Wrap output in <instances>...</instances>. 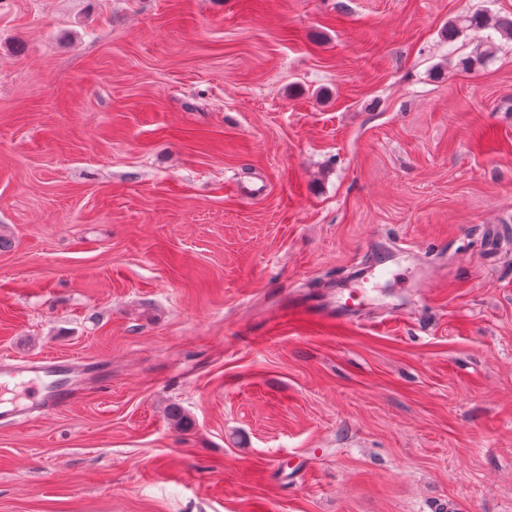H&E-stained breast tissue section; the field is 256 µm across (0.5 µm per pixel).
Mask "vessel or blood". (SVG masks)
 Segmentation results:
<instances>
[{"mask_svg":"<svg viewBox=\"0 0 512 512\" xmlns=\"http://www.w3.org/2000/svg\"><path fill=\"white\" fill-rule=\"evenodd\" d=\"M361 310V305L348 302L317 307L295 299L288 304L287 316L299 321L351 322ZM72 365V359L54 356L23 362L1 358L0 425H17L69 404L77 392L64 387L62 375Z\"/></svg>","mask_w":512,"mask_h":512,"instance_id":"1","label":"vessel or blood"}]
</instances>
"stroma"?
I'll list each match as a JSON object with an SVG mask.
<instances>
[{
    "instance_id": "1",
    "label": "stroma",
    "mask_w": 512,
    "mask_h": 512,
    "mask_svg": "<svg viewBox=\"0 0 512 512\" xmlns=\"http://www.w3.org/2000/svg\"><path fill=\"white\" fill-rule=\"evenodd\" d=\"M476 11L512 0H0V357L112 366L0 426V512H512ZM382 257L359 322L274 325Z\"/></svg>"
}]
</instances>
